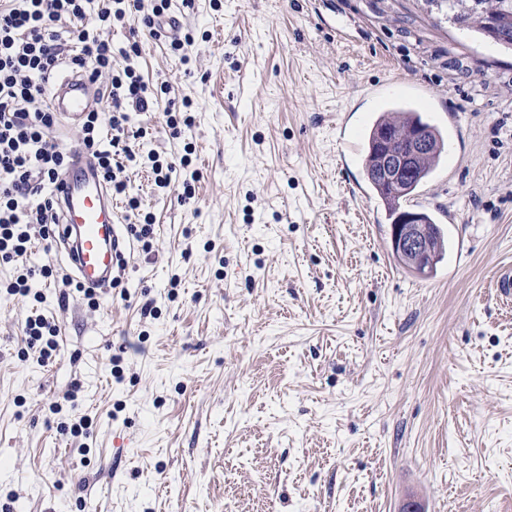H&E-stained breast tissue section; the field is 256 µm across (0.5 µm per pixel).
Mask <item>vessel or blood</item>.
I'll list each match as a JSON object with an SVG mask.
<instances>
[{"instance_id":"obj_1","label":"vessel or blood","mask_w":512,"mask_h":512,"mask_svg":"<svg viewBox=\"0 0 512 512\" xmlns=\"http://www.w3.org/2000/svg\"><path fill=\"white\" fill-rule=\"evenodd\" d=\"M100 90L88 77L70 72L50 90L53 112L70 124L94 109ZM60 206L59 246L77 283L96 291L112 286V275L123 266L127 244L117 220L112 194L96 161L77 151L57 184Z\"/></svg>"}]
</instances>
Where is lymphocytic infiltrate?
Here are the masks:
<instances>
[{
  "label": "lymphocytic infiltrate",
  "instance_id": "obj_1",
  "mask_svg": "<svg viewBox=\"0 0 512 512\" xmlns=\"http://www.w3.org/2000/svg\"><path fill=\"white\" fill-rule=\"evenodd\" d=\"M168 8V0H0V260H18L33 239H50L57 224L54 186L70 155L52 135L57 116L46 99L62 65L104 89L108 108L87 113L79 147L97 159L111 191L125 194L123 173L139 163L128 142L145 135L132 115L150 111L158 89L133 68L113 72V55L138 54L139 45L113 48L104 33L140 13L158 37Z\"/></svg>",
  "mask_w": 512,
  "mask_h": 512
}]
</instances>
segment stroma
<instances>
[{
    "label": "stroma",
    "instance_id": "obj_1",
    "mask_svg": "<svg viewBox=\"0 0 512 512\" xmlns=\"http://www.w3.org/2000/svg\"><path fill=\"white\" fill-rule=\"evenodd\" d=\"M188 64L141 15L115 56L170 83L134 114L156 154L196 171L195 196L126 168L118 196L155 224L121 283L89 306L57 277L0 290V512H512V53L420 0H172ZM349 24L352 39H339ZM448 133L418 191L465 262L398 263L361 161L391 101ZM459 221H448L449 212ZM58 327L49 361L24 325ZM91 422L73 435L75 417Z\"/></svg>",
    "mask_w": 512,
    "mask_h": 512
}]
</instances>
